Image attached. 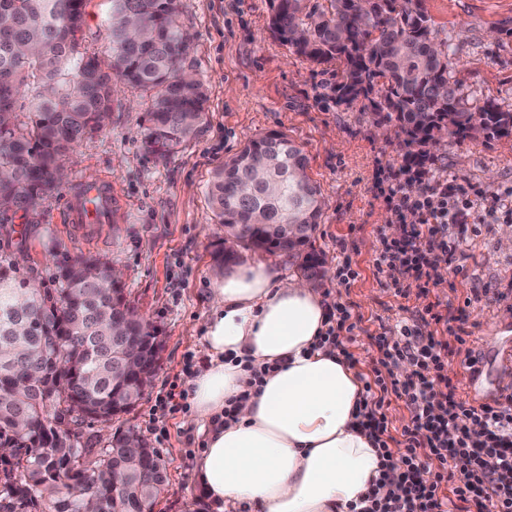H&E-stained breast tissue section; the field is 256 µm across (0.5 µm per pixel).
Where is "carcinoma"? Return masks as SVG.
Instances as JSON below:
<instances>
[{
  "label": "carcinoma",
  "instance_id": "1",
  "mask_svg": "<svg viewBox=\"0 0 512 512\" xmlns=\"http://www.w3.org/2000/svg\"><path fill=\"white\" fill-rule=\"evenodd\" d=\"M272 35L316 65L336 63L330 98H363L396 122L416 162L443 137H512V111L473 104L452 80L449 46L423 0H270ZM86 0H0V208L36 213L58 189L63 160L104 126L112 81L148 99L144 144L160 158L196 136L205 120L204 83L185 68L190 40L177 0H110V52L82 45ZM26 97L28 105L19 103ZM303 148L280 131L248 141L216 170L208 199L224 233L249 248L301 260L322 212ZM13 254L0 253V512H151L164 482L157 451L134 429L96 447L52 424L109 423L158 369L156 331L130 307L112 265L66 255L38 288ZM141 373L119 370L125 346ZM141 447L130 448L133 435Z\"/></svg>",
  "mask_w": 512,
  "mask_h": 512
}]
</instances>
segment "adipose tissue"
I'll return each mask as SVG.
<instances>
[{"mask_svg":"<svg viewBox=\"0 0 512 512\" xmlns=\"http://www.w3.org/2000/svg\"><path fill=\"white\" fill-rule=\"evenodd\" d=\"M211 302L209 365L190 382L192 420L206 433L195 463L203 498L242 512H350L378 477L379 457L355 425L358 373L319 344L323 295L245 264L217 276Z\"/></svg>","mask_w":512,"mask_h":512,"instance_id":"ef3b65f1","label":"adipose tissue"}]
</instances>
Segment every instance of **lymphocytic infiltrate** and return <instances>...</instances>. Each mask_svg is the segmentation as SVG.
<instances>
[{
  "label": "lymphocytic infiltrate",
  "instance_id": "lymphocytic-infiltrate-1",
  "mask_svg": "<svg viewBox=\"0 0 512 512\" xmlns=\"http://www.w3.org/2000/svg\"><path fill=\"white\" fill-rule=\"evenodd\" d=\"M397 223L381 237L377 271L397 270L396 295L409 297L429 270L465 256L451 225L468 223L478 205L490 213L512 199V187L493 197L449 183L433 158L403 164L378 179ZM353 314L345 303L330 305V326L321 343L347 363ZM465 315L426 305L400 335L373 337L376 355L363 376L356 418L380 458L379 476L351 512H512V392L477 405L458 396L448 378L447 340L433 324L455 325L466 345ZM402 402L410 418L392 433L390 409Z\"/></svg>",
  "mask_w": 512,
  "mask_h": 512
}]
</instances>
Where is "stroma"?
I'll list each match as a JSON object with an SVG mask.
<instances>
[{
	"label": "stroma",
	"instance_id": "35a3bbf8",
	"mask_svg": "<svg viewBox=\"0 0 512 512\" xmlns=\"http://www.w3.org/2000/svg\"><path fill=\"white\" fill-rule=\"evenodd\" d=\"M179 23L191 37L192 71L204 82L207 122L195 139L160 158L143 145L147 104L140 91L118 85L110 120L70 153L66 177L45 197L37 221L8 214L0 223V251L13 253L35 280H46L56 256L82 252L119 269L130 303L163 340L160 368L139 404L108 424L86 421L84 436L106 439L135 428L166 463L167 480L153 512H213L202 503L195 462L204 436L180 409L172 387L188 389L186 367L201 371L204 323L218 270L214 254L224 238L206 198L213 171L252 138L287 134L306 152L307 173L324 207L313 246L325 259L312 282L327 303L350 305L359 322L352 347L356 370L368 373L372 336L399 331L425 302L465 306L471 290L480 302L468 307L466 329L477 361L512 350V218L497 214L485 224H460L466 245L464 270L440 267L426 299L401 298L379 282L374 260L379 236L395 217L375 186L381 169H398L406 151L395 123L354 104L336 105L325 95L333 67L311 64L274 39L269 0H178ZM438 36L448 39L453 76L469 98L496 100L512 110V0H425ZM450 180L492 193L512 185V138L482 137L457 143L443 138L431 148ZM112 181L113 223L88 230L63 219L66 192L80 181ZM350 260L357 273L339 283L336 269Z\"/></svg>",
	"mask_w": 512,
	"mask_h": 512
}]
</instances>
